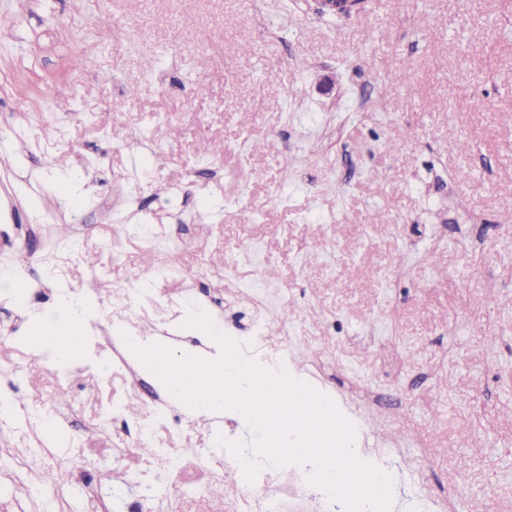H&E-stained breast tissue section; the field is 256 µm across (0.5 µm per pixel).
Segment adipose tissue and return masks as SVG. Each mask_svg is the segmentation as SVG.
<instances>
[{
  "mask_svg": "<svg viewBox=\"0 0 512 512\" xmlns=\"http://www.w3.org/2000/svg\"><path fill=\"white\" fill-rule=\"evenodd\" d=\"M89 323L86 303L82 298L63 299L54 318L33 322L31 339L52 349L59 358L69 359L80 352L86 343Z\"/></svg>",
  "mask_w": 512,
  "mask_h": 512,
  "instance_id": "ef3b65f1",
  "label": "adipose tissue"
}]
</instances>
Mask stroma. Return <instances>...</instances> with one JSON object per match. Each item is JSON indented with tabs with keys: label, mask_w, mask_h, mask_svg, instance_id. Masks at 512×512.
Instances as JSON below:
<instances>
[{
	"label": "stroma",
	"mask_w": 512,
	"mask_h": 512,
	"mask_svg": "<svg viewBox=\"0 0 512 512\" xmlns=\"http://www.w3.org/2000/svg\"><path fill=\"white\" fill-rule=\"evenodd\" d=\"M254 11L252 26L238 0H0V271L21 268L50 294L22 308L0 297V397L69 396L63 512H230L233 470L212 469L214 440L251 444L249 426L184 413L158 426L187 454L151 488L146 458L121 452L156 423L162 391L148 376L130 387L111 364L122 310L94 314L93 352L65 375L31 372L33 318L127 281L160 245L174 270L139 323L170 348H206L184 325L194 309L230 330L246 312L279 334L263 343L266 364L302 372L358 426L363 454L391 468L395 512L415 497L427 512H512V141L499 135L512 120V0ZM91 16L128 30L101 44ZM201 33L212 53L187 47L159 65L173 39ZM76 55L86 65L74 72ZM395 71L411 85L384 96ZM461 138L468 154L443 151ZM212 140L223 153L202 156ZM379 211L388 223H372ZM59 224L73 247L58 244ZM57 260L67 277L46 276ZM0 448L49 459L63 445L19 416L0 424ZM26 481L0 467V512H42Z\"/></svg>",
	"instance_id": "stroma-1"
}]
</instances>
